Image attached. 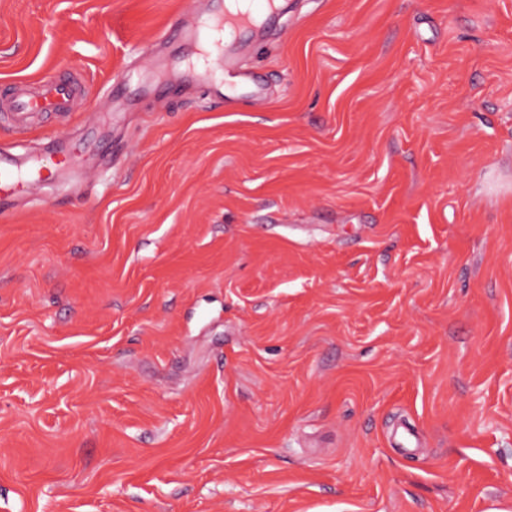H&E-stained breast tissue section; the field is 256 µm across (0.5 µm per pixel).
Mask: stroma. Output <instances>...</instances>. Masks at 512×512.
<instances>
[{"label": "stroma", "instance_id": "obj_1", "mask_svg": "<svg viewBox=\"0 0 512 512\" xmlns=\"http://www.w3.org/2000/svg\"><path fill=\"white\" fill-rule=\"evenodd\" d=\"M193 8L0 0L83 88L0 112L65 162L0 201V512H512V0H288L264 104L167 91Z\"/></svg>", "mask_w": 512, "mask_h": 512}]
</instances>
